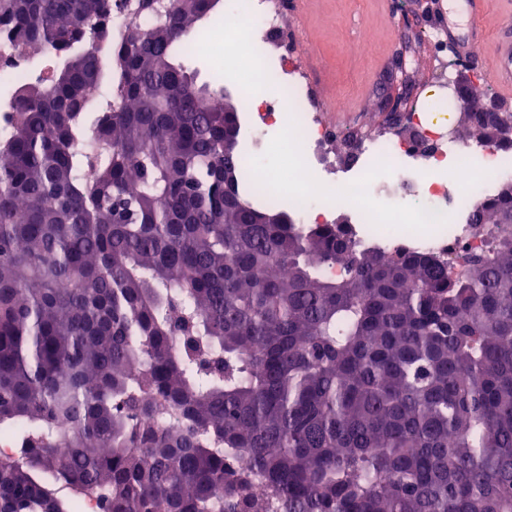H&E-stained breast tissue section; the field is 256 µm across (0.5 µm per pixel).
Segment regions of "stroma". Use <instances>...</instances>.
<instances>
[{"label": "stroma", "mask_w": 512, "mask_h": 512, "mask_svg": "<svg viewBox=\"0 0 512 512\" xmlns=\"http://www.w3.org/2000/svg\"><path fill=\"white\" fill-rule=\"evenodd\" d=\"M397 0H306L300 13L290 19L301 31V58L311 71L314 92L324 102L340 99V108L328 112L342 132H356L366 137L382 129L388 114L381 107L379 87L391 80L393 89H404L402 79H389L392 59L404 50L410 64L409 74L415 85L431 86L436 82L434 51L429 42L409 48L408 38L415 27L397 23ZM235 33L240 31L238 18L216 8L194 32L198 50L185 62L195 73L198 83L237 89L235 69L225 58L215 56L214 28Z\"/></svg>", "instance_id": "35a3bbf8"}]
</instances>
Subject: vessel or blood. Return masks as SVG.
Returning a JSON list of instances; mask_svg holds the SVG:
<instances>
[{"label":"vessel or blood","instance_id":"obj_1","mask_svg":"<svg viewBox=\"0 0 512 512\" xmlns=\"http://www.w3.org/2000/svg\"><path fill=\"white\" fill-rule=\"evenodd\" d=\"M453 6L442 16L439 28L462 60H470L476 46L487 38L483 25L493 7L492 0H452ZM490 76L503 95L512 97V8L501 12L495 62Z\"/></svg>","mask_w":512,"mask_h":512}]
</instances>
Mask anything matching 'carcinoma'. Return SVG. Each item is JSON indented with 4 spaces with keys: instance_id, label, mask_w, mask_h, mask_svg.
<instances>
[{
    "instance_id": "carcinoma-1",
    "label": "carcinoma",
    "mask_w": 512,
    "mask_h": 512,
    "mask_svg": "<svg viewBox=\"0 0 512 512\" xmlns=\"http://www.w3.org/2000/svg\"><path fill=\"white\" fill-rule=\"evenodd\" d=\"M112 2L0 0L57 61L0 137V512H512V193L463 273L298 224L179 61L208 0H136L120 39Z\"/></svg>"
}]
</instances>
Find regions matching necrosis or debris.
Returning <instances> with one entry per match:
<instances>
[{
    "instance_id": "necrosis-or-debris-1",
    "label": "necrosis or debris",
    "mask_w": 512,
    "mask_h": 512,
    "mask_svg": "<svg viewBox=\"0 0 512 512\" xmlns=\"http://www.w3.org/2000/svg\"><path fill=\"white\" fill-rule=\"evenodd\" d=\"M225 8L240 14L247 29L246 42L229 35L232 49H244L254 80L276 88L273 96L262 99L250 85L239 88L251 146L241 162L247 181L292 185L306 180L304 193L288 199L300 224L330 223L342 205L338 188L350 187L359 202L346 231L359 250L410 251L461 261L487 249L484 225L471 223L470 217L501 182L512 180L511 154L449 134L450 104L436 93L426 97L425 112L403 113L393 126L362 139L350 161L338 164L333 145L341 131L323 117L308 72L295 61L298 36L286 23L283 0H225ZM287 109L296 111L298 123L289 127L283 145L298 148L300 162L285 167L267 162L264 147L268 133L277 128L281 112ZM452 148L463 171L462 180L453 187L438 177ZM379 160L386 163L389 178L403 185L406 196L417 199L413 210L368 207V200L386 188L372 170L373 162ZM452 211L458 215L453 223L448 220ZM405 222L412 223L413 233L401 232Z\"/></svg>"
}]
</instances>
